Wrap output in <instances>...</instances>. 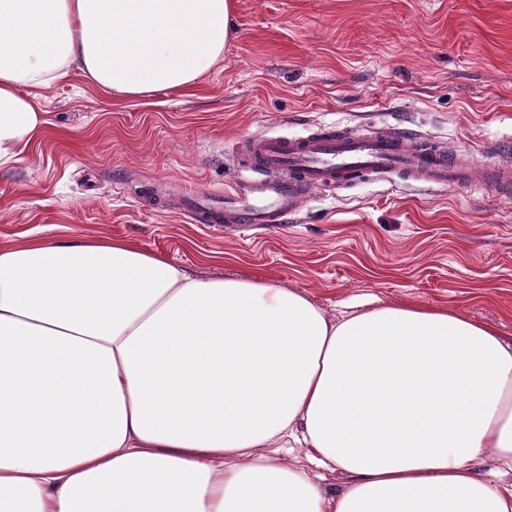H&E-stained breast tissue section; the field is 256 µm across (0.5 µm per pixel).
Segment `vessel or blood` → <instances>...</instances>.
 <instances>
[{"instance_id": "vessel-or-blood-1", "label": "vessel or blood", "mask_w": 512, "mask_h": 512, "mask_svg": "<svg viewBox=\"0 0 512 512\" xmlns=\"http://www.w3.org/2000/svg\"><path fill=\"white\" fill-rule=\"evenodd\" d=\"M251 176L226 190L186 194L182 211L196 224L260 228L294 216L316 188L395 175L411 184L460 186L471 180L468 156L447 151L419 130L394 125L373 134L346 133L333 126L306 136L274 133L244 140L239 147ZM484 183L512 192V161L487 165Z\"/></svg>"}]
</instances>
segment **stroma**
<instances>
[{
	"label": "stroma",
	"mask_w": 512,
	"mask_h": 512,
	"mask_svg": "<svg viewBox=\"0 0 512 512\" xmlns=\"http://www.w3.org/2000/svg\"><path fill=\"white\" fill-rule=\"evenodd\" d=\"M195 84L116 98L77 70L41 91L52 126L0 172V245L121 239L199 277L264 276L328 316L401 302L512 336V195L362 179L291 222L233 231L176 207L243 179L251 136L404 124L489 162L512 150V0H232Z\"/></svg>",
	"instance_id": "1"
}]
</instances>
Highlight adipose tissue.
I'll return each instance as SVG.
<instances>
[{"instance_id":"ef3b65f1","label":"adipose tissue","mask_w":512,"mask_h":512,"mask_svg":"<svg viewBox=\"0 0 512 512\" xmlns=\"http://www.w3.org/2000/svg\"><path fill=\"white\" fill-rule=\"evenodd\" d=\"M235 31L231 0H0V170L70 70L187 87ZM510 474L492 327L406 303L333 320L121 240L0 247V512H512Z\"/></svg>"}]
</instances>
